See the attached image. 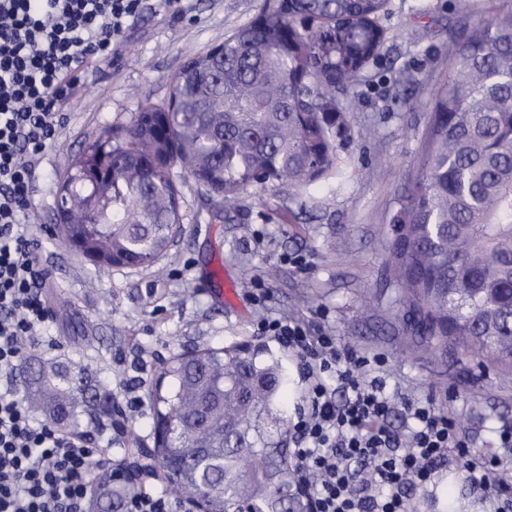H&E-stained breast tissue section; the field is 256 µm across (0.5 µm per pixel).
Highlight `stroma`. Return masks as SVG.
I'll use <instances>...</instances> for the list:
<instances>
[{"label":"stroma","mask_w":512,"mask_h":512,"mask_svg":"<svg viewBox=\"0 0 512 512\" xmlns=\"http://www.w3.org/2000/svg\"><path fill=\"white\" fill-rule=\"evenodd\" d=\"M185 3L178 17L144 9L121 46L84 76L65 109L58 141L31 190L33 221L42 228L39 267L60 287L44 291L51 304L49 333L28 341L27 355L107 377L118 405L140 399L127 418L150 446L148 392L160 360L175 353L241 342L265 347L288 369L286 405L294 407L302 395L298 361L257 329L267 315H287L306 297L310 304L299 319L313 330H330L357 351L384 354L403 392L435 397L458 415L473 453L486 451L494 429L512 427V383L482 375L456 354L421 348L389 257L398 198L415 174L430 122V91L444 78L442 63L453 50L448 32L512 11V0H474L466 16L454 11L452 0H387L379 19L386 40L378 57L337 96L339 107L355 110L336 139V176L305 189L269 182L231 205L199 191L193 178L178 179L183 231L162 271L103 272L48 233L58 175L106 127L128 123L145 102H167L174 74L251 23L264 0ZM216 271L235 284L236 305L213 288ZM260 287L266 297L258 302ZM73 315L84 320V329L71 327ZM461 471V464L451 465L413 489L410 512H490L491 502L468 483L447 497L449 475Z\"/></svg>","instance_id":"stroma-1"}]
</instances>
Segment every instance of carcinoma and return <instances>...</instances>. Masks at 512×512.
Masks as SVG:
<instances>
[{"mask_svg":"<svg viewBox=\"0 0 512 512\" xmlns=\"http://www.w3.org/2000/svg\"><path fill=\"white\" fill-rule=\"evenodd\" d=\"M385 0H296L318 22L305 33L264 7L172 79L171 100L114 125L59 176L55 236L92 262L158 265L180 234L175 169L224 201L278 181L306 187L338 169L336 92L355 84L385 39ZM417 174L400 198L391 268L428 351L452 350L512 379V12L463 31L448 75L431 91ZM97 211L100 222L87 223ZM36 364L24 393L63 427L112 418L105 381L64 362ZM289 375L264 349H198L162 362L149 395L153 460L173 493L208 512H304L294 478ZM137 483L114 478L112 506Z\"/></svg>","mask_w":512,"mask_h":512,"instance_id":"cac0c4a2","label":"carcinoma"}]
</instances>
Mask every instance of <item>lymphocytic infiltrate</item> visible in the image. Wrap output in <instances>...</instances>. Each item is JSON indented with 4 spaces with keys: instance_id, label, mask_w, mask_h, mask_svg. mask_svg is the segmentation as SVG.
<instances>
[{
    "instance_id": "lymphocytic-infiltrate-1",
    "label": "lymphocytic infiltrate",
    "mask_w": 512,
    "mask_h": 512,
    "mask_svg": "<svg viewBox=\"0 0 512 512\" xmlns=\"http://www.w3.org/2000/svg\"><path fill=\"white\" fill-rule=\"evenodd\" d=\"M141 3L0 0V512H86L93 449L37 417L17 376L22 338L45 335L49 317L30 193L58 138L61 105L117 46ZM259 330L299 361L305 389L291 461L309 512H408L410 489L453 459L495 512H512V459L470 455L468 434L434 398L398 400L383 355L296 318L268 316ZM398 407L411 422L404 433L388 423Z\"/></svg>"
}]
</instances>
